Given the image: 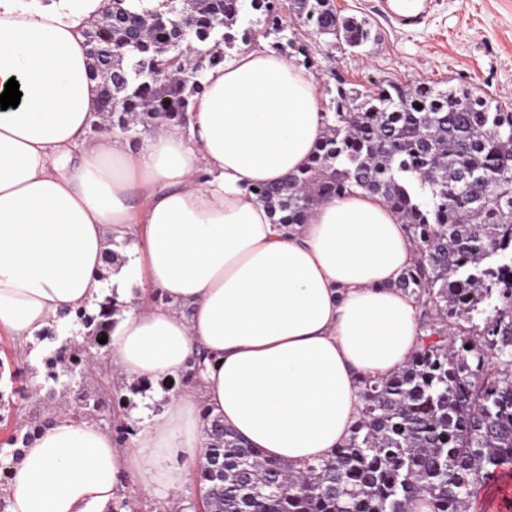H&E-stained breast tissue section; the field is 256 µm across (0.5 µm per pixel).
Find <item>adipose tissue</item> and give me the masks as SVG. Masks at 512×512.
<instances>
[{"instance_id":"adipose-tissue-1","label":"adipose tissue","mask_w":512,"mask_h":512,"mask_svg":"<svg viewBox=\"0 0 512 512\" xmlns=\"http://www.w3.org/2000/svg\"><path fill=\"white\" fill-rule=\"evenodd\" d=\"M107 4L0 0V92L13 78L23 93L0 109V332L67 330L111 296L126 306L109 345L127 378L184 375L200 348L210 361L131 450L85 417H54L11 468L8 512H110L132 471L178 497L215 417L268 457L330 456L359 419L360 378L389 376L419 344L418 303L395 286L416 245L380 196L359 189L288 225L254 193L322 138L314 78L246 50L207 72L187 127L159 125L139 147L91 136L85 31ZM126 240L127 263L104 279Z\"/></svg>"}]
</instances>
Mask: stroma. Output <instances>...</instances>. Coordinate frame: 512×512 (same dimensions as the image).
<instances>
[{"instance_id": "stroma-1", "label": "stroma", "mask_w": 512, "mask_h": 512, "mask_svg": "<svg viewBox=\"0 0 512 512\" xmlns=\"http://www.w3.org/2000/svg\"><path fill=\"white\" fill-rule=\"evenodd\" d=\"M341 16L367 23L370 39L351 48L310 34L308 28L284 17L287 35L295 47L278 48L275 36L266 35L261 12L247 15L257 32L260 49H280L295 65L311 58V76L317 81L320 103H328L337 85L362 92L387 81L407 85L433 82L439 86L468 85L477 94L512 103V0H430L425 21L406 27L389 21L382 0H332ZM55 348L50 341L26 346L0 334V461L10 462L9 439L20 430L49 422L56 412H78L73 390L46 381V358ZM86 380H103L112 391L130 402L118 419L107 413L92 414L97 425L136 428L141 410L160 413L172 393L181 390L180 380L160 378L143 383L98 367L85 369Z\"/></svg>"}]
</instances>
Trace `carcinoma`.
I'll return each mask as SVG.
<instances>
[{
  "label": "carcinoma",
  "instance_id": "obj_1",
  "mask_svg": "<svg viewBox=\"0 0 512 512\" xmlns=\"http://www.w3.org/2000/svg\"><path fill=\"white\" fill-rule=\"evenodd\" d=\"M316 36L350 47L369 39L331 0H189V22L162 13L160 0H120L117 17L91 31L88 75L99 98L114 99L112 128L138 133L162 122L183 128L204 72L224 63L209 44L223 23V45L251 42L239 30L247 9L264 11L279 34V9ZM133 42L135 52L105 65L95 44ZM192 43L204 57L189 68L169 48ZM325 132L306 165L255 189L279 224L358 189L380 195L407 225L420 260L398 281L422 309L419 347L386 378L364 377L363 407L351 438L326 459L289 466L265 457L208 421L206 464L199 469L209 512H470L481 488L512 473V107L465 86L389 81L377 92L336 87L322 108ZM117 309L110 301L77 321L99 339ZM94 360L64 343L46 360L47 378L76 376ZM76 400L104 406L93 389Z\"/></svg>",
  "mask_w": 512,
  "mask_h": 512
}]
</instances>
